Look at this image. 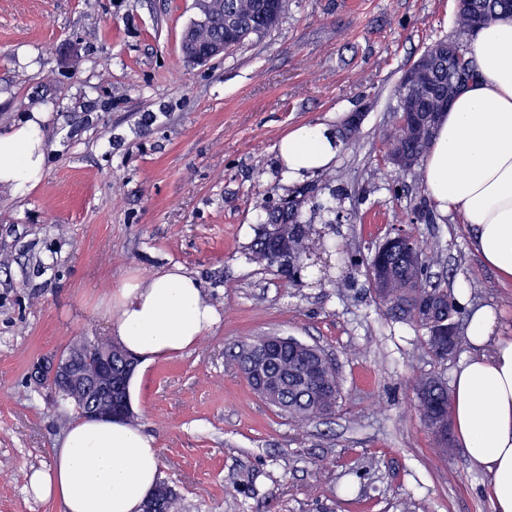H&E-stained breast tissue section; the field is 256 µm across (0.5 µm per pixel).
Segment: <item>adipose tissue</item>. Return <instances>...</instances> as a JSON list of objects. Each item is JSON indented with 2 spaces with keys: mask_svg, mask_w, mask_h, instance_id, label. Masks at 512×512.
Masks as SVG:
<instances>
[{
  "mask_svg": "<svg viewBox=\"0 0 512 512\" xmlns=\"http://www.w3.org/2000/svg\"><path fill=\"white\" fill-rule=\"evenodd\" d=\"M468 54L480 78L452 103L423 159V185L441 212L455 213L487 268L512 282V15L472 32ZM41 112L0 132V185L23 192L44 171ZM280 156L291 178L328 168L338 151L327 127L285 135ZM131 352L166 359L197 343L218 320L181 266L114 288L103 313ZM491 307L470 313V352L453 375L450 420L471 464L490 473L493 512H512V336L497 332ZM161 479L155 441L122 421L75 420L50 469L28 482L35 498L66 512H140Z\"/></svg>",
  "mask_w": 512,
  "mask_h": 512,
  "instance_id": "ef3b65f1",
  "label": "adipose tissue"
}]
</instances>
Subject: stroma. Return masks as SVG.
<instances>
[{"mask_svg": "<svg viewBox=\"0 0 512 512\" xmlns=\"http://www.w3.org/2000/svg\"><path fill=\"white\" fill-rule=\"evenodd\" d=\"M194 0H0V130L43 112L40 184L0 188V512H64L27 491L49 468L74 417L30 385L31 365L108 335L111 290L180 265L218 322L196 345L140 363L134 425L156 441L179 512H492L490 476L457 440L440 455L415 408L413 382L452 379L467 354L437 359L424 329L387 319L365 266L394 226L443 245L435 272L466 283L512 334V285L471 250L453 215L434 210L420 168L385 159L402 74L437 40L467 42L455 0H288V18L224 57L191 65L181 35ZM361 113L330 170L338 223L304 207L336 250V291L245 254L266 208L290 194L277 151L292 129L339 130ZM403 182L407 195L389 185ZM319 346L342 387L334 412L290 423L258 397L231 353L257 336Z\"/></svg>", "mask_w": 512, "mask_h": 512, "instance_id": "stroma-1", "label": "stroma"}]
</instances>
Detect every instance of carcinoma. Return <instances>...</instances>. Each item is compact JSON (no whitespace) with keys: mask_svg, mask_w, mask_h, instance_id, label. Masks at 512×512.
<instances>
[{"mask_svg":"<svg viewBox=\"0 0 512 512\" xmlns=\"http://www.w3.org/2000/svg\"><path fill=\"white\" fill-rule=\"evenodd\" d=\"M288 13V0H213L209 5L207 20L203 24H190L191 38L197 42L221 40L228 48H236L254 37H260L276 27ZM504 14L500 0H467L465 9L458 13L457 22L462 29L474 30L477 25H486ZM463 59L459 67L448 65V58L441 57L431 65L428 83L415 87L401 79L396 90V112L399 119L396 126L384 136L386 159H394L403 152H410L414 164H419L431 148L435 132L425 133L414 127L406 118L407 112H431L435 100L457 87L479 77L476 62L468 56L467 49L455 42ZM316 185L309 184L295 194V201L289 208L275 206L267 213L265 222L257 228L247 259L259 266L278 265L291 281L297 282L304 275L318 277L323 268L312 260L316 252L324 253L335 249V243L302 222L301 208L313 201L315 207L329 214L336 212V193L330 199L318 202ZM288 225V253L282 254L272 245L275 236L273 225ZM442 260L441 245L434 240L430 243L417 241L413 257L405 259L394 253L372 254L370 256L350 255L352 266L366 265L372 269L378 263L390 267L391 274L385 283L369 279L372 293L385 315L394 321H412L414 317L408 308L410 299L421 295L429 297L434 304L436 323L458 327L462 308L448 289L432 281V268ZM271 337L256 336L238 347L232 354L239 370L247 381H252V364L260 359V353L269 344ZM263 371L278 380L279 388L273 393L274 406L288 419L308 423L321 419L336 407L341 394V385L335 365L323 358L315 366L311 359H303L293 350L284 351L275 361L263 362ZM417 410L424 425L430 431L434 447L445 455L448 453V423L450 395L445 380L436 374L419 377L414 386Z\"/></svg>","mask_w":512,"mask_h":512,"instance_id":"1","label":"carcinoma"}]
</instances>
